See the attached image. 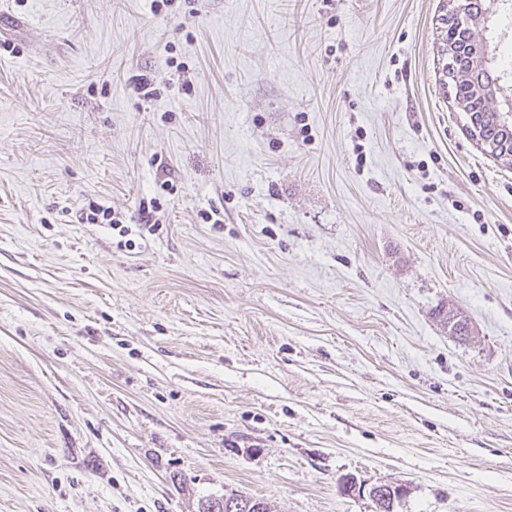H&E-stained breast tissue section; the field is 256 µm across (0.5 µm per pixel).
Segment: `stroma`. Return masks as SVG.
Wrapping results in <instances>:
<instances>
[{
  "label": "stroma",
  "instance_id": "35a3bbf8",
  "mask_svg": "<svg viewBox=\"0 0 512 512\" xmlns=\"http://www.w3.org/2000/svg\"><path fill=\"white\" fill-rule=\"evenodd\" d=\"M448 3L0 0V512H512V167ZM446 42L443 51H450L451 57L456 63V73L452 79L455 88V101L458 105L468 107L474 100L479 99L476 85L471 77L470 53L461 51L454 41L446 40ZM482 92L483 94L480 98V101L482 103L487 101L496 103L498 106V112L486 108L480 120V128L478 124V117L481 116V112H467L470 121L469 132H471L473 139L477 143L482 144L483 141V144L488 146L486 147L488 152H491L489 148L491 144H499L504 140H509L500 144V147L495 150L494 157L496 158V154L501 151L502 153L498 160L511 163L512 141L510 139H512V122L511 124L506 123L500 117L499 112H501L500 114H502L503 117L511 120L512 92L507 94V91L498 85V83H496V86L491 84L488 87H482ZM498 94L500 98L498 97ZM478 132L482 141L479 140ZM508 165L512 166V163ZM80 216L82 223L87 224H120V219L114 216L108 207L96 203H89L87 209H82Z\"/></svg>",
  "mask_w": 512,
  "mask_h": 512
}]
</instances>
